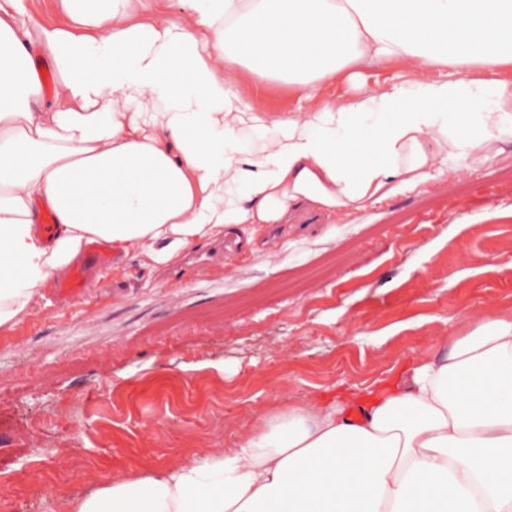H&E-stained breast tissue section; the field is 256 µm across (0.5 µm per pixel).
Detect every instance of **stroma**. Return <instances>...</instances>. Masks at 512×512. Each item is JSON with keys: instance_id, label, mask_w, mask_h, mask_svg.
Listing matches in <instances>:
<instances>
[{"instance_id": "35a3bbf8", "label": "stroma", "mask_w": 512, "mask_h": 512, "mask_svg": "<svg viewBox=\"0 0 512 512\" xmlns=\"http://www.w3.org/2000/svg\"><path fill=\"white\" fill-rule=\"evenodd\" d=\"M341 71L320 96L408 80L399 61ZM289 113L299 92L244 73ZM512 141L358 216L230 225L151 270L98 285L0 338V512H67L81 493L235 447L255 417L333 398L512 312Z\"/></svg>"}]
</instances>
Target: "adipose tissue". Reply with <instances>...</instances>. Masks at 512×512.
<instances>
[{
	"label": "adipose tissue",
	"instance_id": "ef3b65f1",
	"mask_svg": "<svg viewBox=\"0 0 512 512\" xmlns=\"http://www.w3.org/2000/svg\"><path fill=\"white\" fill-rule=\"evenodd\" d=\"M55 5L43 24L0 0L2 336L90 242L169 265L232 224L353 216L512 139V81L494 77L512 64V0ZM394 58L412 79L316 92ZM38 62L57 76L40 109ZM245 70L302 88L299 109L242 95ZM69 512H512V313L391 383L258 417L236 447L113 478Z\"/></svg>",
	"mask_w": 512,
	"mask_h": 512
}]
</instances>
